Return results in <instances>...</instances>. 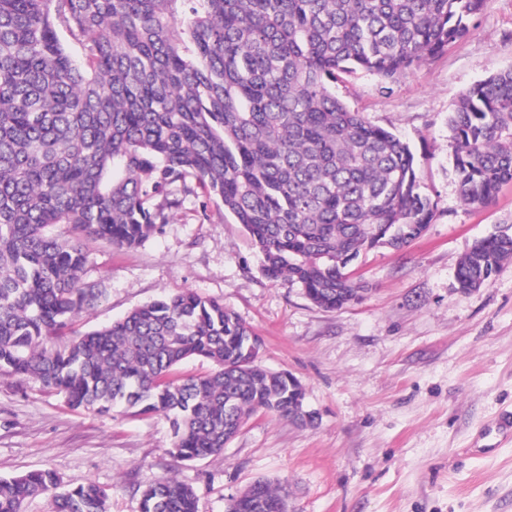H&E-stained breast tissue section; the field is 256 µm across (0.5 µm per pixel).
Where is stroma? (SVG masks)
Returning a JSON list of instances; mask_svg holds the SVG:
<instances>
[{"mask_svg": "<svg viewBox=\"0 0 512 512\" xmlns=\"http://www.w3.org/2000/svg\"><path fill=\"white\" fill-rule=\"evenodd\" d=\"M509 67L512 0H489L464 40L390 91L363 71L336 84L351 110L409 144L436 204L419 238L359 257L365 290L346 307L267 279L244 227L196 197L137 247L90 244L84 280L104 296L64 338L197 292L262 338L258 365L300 382L313 424L259 411L223 454L179 462L162 417L75 410L37 380L0 373V478L91 481L109 512H140L142 490L169 474L193 487L198 512H227L259 480L284 489L288 512H512V440L492 429L512 414V262L473 291L455 279L476 241L512 235V184L490 205H463L448 132L460 95Z\"/></svg>", "mask_w": 512, "mask_h": 512, "instance_id": "35a3bbf8", "label": "stroma"}]
</instances>
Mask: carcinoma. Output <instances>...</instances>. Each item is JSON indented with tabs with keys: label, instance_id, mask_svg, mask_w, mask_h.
Instances as JSON below:
<instances>
[{
	"label": "carcinoma",
	"instance_id": "cac0c4a2",
	"mask_svg": "<svg viewBox=\"0 0 512 512\" xmlns=\"http://www.w3.org/2000/svg\"><path fill=\"white\" fill-rule=\"evenodd\" d=\"M487 2L0 0V372L74 409L161 415L180 461L221 454L259 410L302 420V385L255 364L261 338L193 291L52 344L104 295L83 281L86 242L136 247L201 192L244 226L267 277L344 307L365 291L351 264L418 238L436 205L409 145L333 86L359 70L391 89L465 38ZM448 129L461 200L490 204L512 183V68L470 86ZM508 261L512 236L476 242L458 288ZM192 357L215 370L174 376ZM41 495L53 512H108L100 486L64 487L50 470L1 478L0 512ZM284 502L259 482L228 512ZM140 512H197L196 495L166 476Z\"/></svg>",
	"mask_w": 512,
	"mask_h": 512
}]
</instances>
